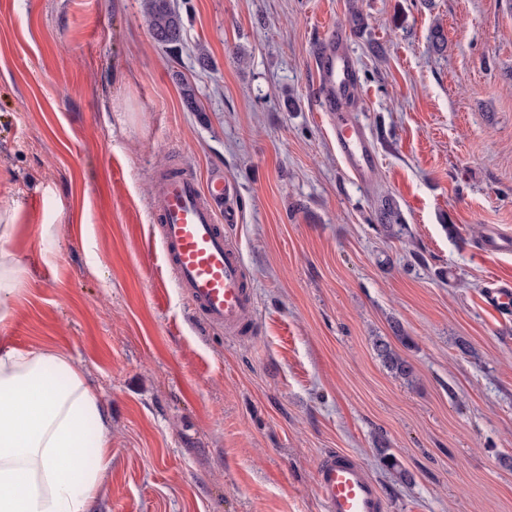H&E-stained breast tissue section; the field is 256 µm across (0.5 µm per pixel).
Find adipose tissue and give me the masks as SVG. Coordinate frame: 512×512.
<instances>
[{"label":"adipose tissue","instance_id":"ef3b65f1","mask_svg":"<svg viewBox=\"0 0 512 512\" xmlns=\"http://www.w3.org/2000/svg\"><path fill=\"white\" fill-rule=\"evenodd\" d=\"M112 423L73 356L0 346V512H93Z\"/></svg>","mask_w":512,"mask_h":512}]
</instances>
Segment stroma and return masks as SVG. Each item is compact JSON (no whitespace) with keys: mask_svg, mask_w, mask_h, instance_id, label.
Returning <instances> with one entry per match:
<instances>
[{"mask_svg":"<svg viewBox=\"0 0 512 512\" xmlns=\"http://www.w3.org/2000/svg\"><path fill=\"white\" fill-rule=\"evenodd\" d=\"M171 3L173 49L145 0H0V243L24 269L0 344L69 351L100 396L97 512H322L332 449L387 512H512V310L484 302L512 283V249L489 248L512 239V0ZM337 27L366 183L314 97L311 47ZM178 167L235 187L254 334L204 325L143 248L155 174ZM395 321L411 382L372 348ZM146 17L154 39L166 48H175L181 41L183 20L170 0H147ZM378 220L390 237L399 239L408 233L407 224L401 223L400 214L389 203L379 209Z\"/></svg>","mask_w":512,"mask_h":512,"instance_id":"obj_1","label":"stroma"}]
</instances>
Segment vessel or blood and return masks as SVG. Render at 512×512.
Masks as SVG:
<instances>
[{"label":"vessel or blood","instance_id":"vessel-or-blood-1","mask_svg":"<svg viewBox=\"0 0 512 512\" xmlns=\"http://www.w3.org/2000/svg\"><path fill=\"white\" fill-rule=\"evenodd\" d=\"M347 42L345 33L336 29L314 43L317 102L332 124L344 163L366 181L376 161L350 110L356 65ZM233 192L223 174L214 173L202 181L183 171H170L158 179L152 210L153 233L177 288L209 325L237 335L252 315L255 293L238 246L225 236L218 222L217 206ZM315 482L323 512H386L378 485L348 453H326Z\"/></svg>","mask_w":512,"mask_h":512}]
</instances>
